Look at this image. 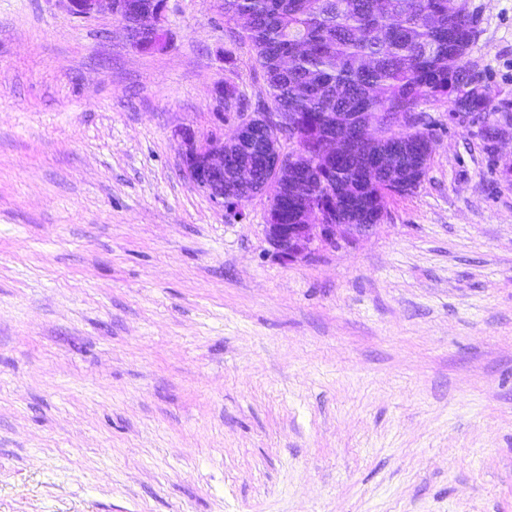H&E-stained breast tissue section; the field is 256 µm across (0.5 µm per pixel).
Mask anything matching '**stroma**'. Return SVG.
<instances>
[{"label": "stroma", "mask_w": 512, "mask_h": 512, "mask_svg": "<svg viewBox=\"0 0 512 512\" xmlns=\"http://www.w3.org/2000/svg\"><path fill=\"white\" fill-rule=\"evenodd\" d=\"M469 57L512 113V0ZM163 52L63 0H0V512H512V135L424 104L421 185L292 262L179 132L269 105L224 0Z\"/></svg>", "instance_id": "35a3bbf8"}]
</instances>
